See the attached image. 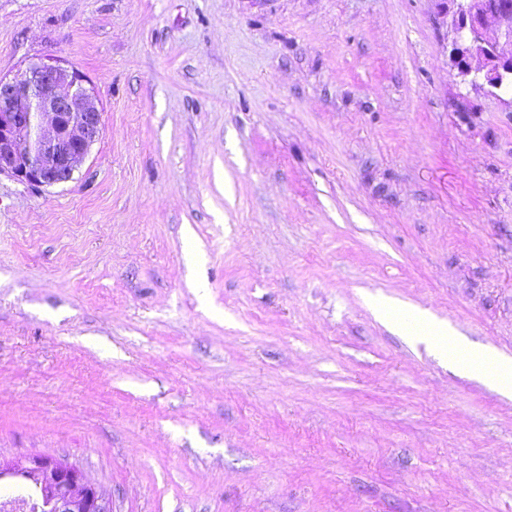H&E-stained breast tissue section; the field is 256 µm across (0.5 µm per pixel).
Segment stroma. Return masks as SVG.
<instances>
[{
	"mask_svg": "<svg viewBox=\"0 0 512 512\" xmlns=\"http://www.w3.org/2000/svg\"><path fill=\"white\" fill-rule=\"evenodd\" d=\"M450 0H0L103 133L0 178V458L115 512H512V400L373 313L512 356V108Z\"/></svg>",
	"mask_w": 512,
	"mask_h": 512,
	"instance_id": "obj_1",
	"label": "stroma"
}]
</instances>
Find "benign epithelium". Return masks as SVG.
I'll return each mask as SVG.
<instances>
[{"label":"benign epithelium","instance_id":"obj_1","mask_svg":"<svg viewBox=\"0 0 512 512\" xmlns=\"http://www.w3.org/2000/svg\"><path fill=\"white\" fill-rule=\"evenodd\" d=\"M451 29V57L461 77L512 104V5L458 0ZM94 96L77 71L58 61L1 76L0 176L34 188L73 180L103 132ZM2 481L30 488L22 500L28 512H114L112 497L53 456L0 459Z\"/></svg>","mask_w":512,"mask_h":512}]
</instances>
